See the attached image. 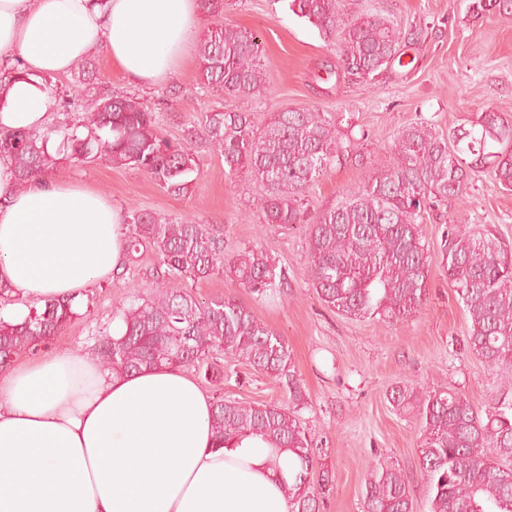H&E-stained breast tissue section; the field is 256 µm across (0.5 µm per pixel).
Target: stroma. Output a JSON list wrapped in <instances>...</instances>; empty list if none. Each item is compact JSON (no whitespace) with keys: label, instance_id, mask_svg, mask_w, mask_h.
I'll return each instance as SVG.
<instances>
[{"label":"stroma","instance_id":"obj_1","mask_svg":"<svg viewBox=\"0 0 512 512\" xmlns=\"http://www.w3.org/2000/svg\"><path fill=\"white\" fill-rule=\"evenodd\" d=\"M474 0H346L353 14H377L394 23L404 44L399 65L376 85H352L330 76L339 61L336 35L289 12L285 0H232L228 23L254 33L266 58L267 93L256 100L220 99L199 85V61L189 53L163 83L128 84L105 50L95 53L103 92L141 97L164 116L167 137L183 141L199 113L219 107L249 112L262 131L275 112L307 108L332 117L346 149L328 174L305 190L312 211L322 212L361 192L376 167L394 162L398 132L427 122L440 132L469 128L477 113L512 118V13H477ZM199 172L187 194L166 192L143 172L102 163L68 165L58 179L93 189L121 212L146 211L168 219L194 216L224 239L225 255L262 245L288 271L285 298L256 300L224 272L178 286L208 300L226 296L250 307L268 328L284 336L294 370L311 406L301 419L324 453L321 468L333 473V489L321 512H363L365 480L377 462L399 468L414 512H428V488L418 450L422 430L417 412L393 405V387L462 392L478 408L495 398L497 372L466 347L470 317L459 302L446 268L433 263L427 300L410 318L352 319L330 311L310 286L305 225L263 223L258 201L263 186L243 174L228 175L223 161L200 149ZM512 243V191L490 169L473 172L463 200L424 212L421 232L439 253L444 231L458 213ZM165 276L152 249L123 263L111 281L91 288L78 317L55 336L51 348L84 355L112 326L113 313L133 299L147 298ZM210 397L243 402L283 401L271 377L245 362L232 363L220 384L202 383Z\"/></svg>","mask_w":512,"mask_h":512}]
</instances>
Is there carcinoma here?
<instances>
[{
    "instance_id": "carcinoma-1",
    "label": "carcinoma",
    "mask_w": 512,
    "mask_h": 512,
    "mask_svg": "<svg viewBox=\"0 0 512 512\" xmlns=\"http://www.w3.org/2000/svg\"><path fill=\"white\" fill-rule=\"evenodd\" d=\"M287 6L318 30L338 33L339 71L351 84L372 85L400 60V35L385 18L355 17L343 0H287ZM473 7L479 13L511 12L512 0H474ZM263 58L256 35L219 23L198 46L199 80L231 98L257 99L267 90ZM72 79L69 98L58 99L53 124L0 133V154L13 161L20 186L53 176L64 162H102L139 169L180 196L197 178L192 136L199 134L229 173L247 174L263 185L264 223L307 225L311 286L330 310L350 318L405 321L426 300L430 267L441 261L470 316L467 346L498 371L494 402L482 411L459 391L420 392L407 385L394 388L390 399L421 416L419 455L429 512H512V247L488 230L464 234L450 224L435 258L419 224L428 204L464 199L474 168L491 166L497 181L512 190L511 119L482 112L458 136H444L422 122L410 124L395 139L394 165L370 175L358 196L313 215L305 188L327 174L339 153L325 113L285 109L256 137L246 112H202L191 137L173 143L161 134L159 115L140 98L96 91L92 57L75 66ZM125 221L126 256L132 260L140 249L152 248L169 280L156 284L147 299L114 313L124 332L118 338L104 332L94 357L121 373L192 367L218 381L224 379V365L215 357L220 352L275 378L288 394L286 405L222 397L213 402L215 440L225 446L255 434L288 451L292 512H319L333 479L325 469L313 473L321 451L301 425L300 413L309 402L288 341L233 297L202 301L170 286L172 280L202 279L222 269L266 300L285 294L288 271L259 245L224 256L223 239L191 216L167 220L130 212ZM77 316L74 300L62 297L30 307L20 323L0 317V367L49 344ZM364 512H413L399 470L384 463L373 470Z\"/></svg>"
}]
</instances>
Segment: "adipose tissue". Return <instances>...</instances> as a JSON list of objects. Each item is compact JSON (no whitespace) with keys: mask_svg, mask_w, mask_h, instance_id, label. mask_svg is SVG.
<instances>
[{"mask_svg":"<svg viewBox=\"0 0 512 512\" xmlns=\"http://www.w3.org/2000/svg\"><path fill=\"white\" fill-rule=\"evenodd\" d=\"M200 0H0V68L29 77L0 97V131L52 120L45 76L96 48L134 85L166 81L191 50ZM110 199L35 179L0 155V284L26 302L82 297L119 270ZM213 402L184 369L118 374L48 351L0 373V512H291L276 451L249 435L215 449Z\"/></svg>","mask_w":512,"mask_h":512,"instance_id":"adipose-tissue-1","label":"adipose tissue"}]
</instances>
